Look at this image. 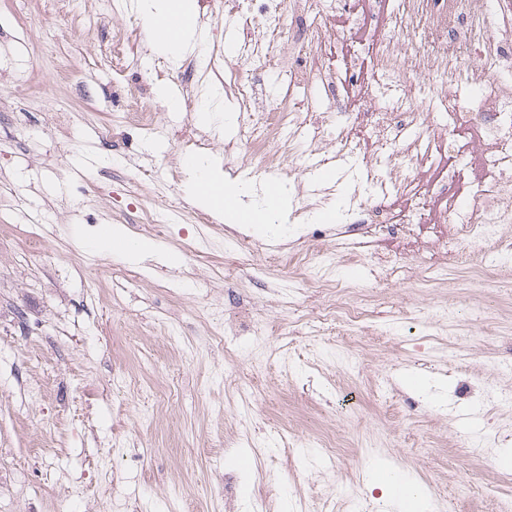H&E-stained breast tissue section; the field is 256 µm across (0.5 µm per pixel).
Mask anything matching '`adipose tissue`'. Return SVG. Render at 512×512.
<instances>
[{"instance_id":"obj_1","label":"adipose tissue","mask_w":512,"mask_h":512,"mask_svg":"<svg viewBox=\"0 0 512 512\" xmlns=\"http://www.w3.org/2000/svg\"><path fill=\"white\" fill-rule=\"evenodd\" d=\"M138 7L147 24L155 25L178 19L181 27L174 39H151L154 54L179 57L183 48L195 44L199 31L197 0H139ZM186 173L187 192L199 208L227 224H252L266 235L283 234L282 219L288 207V189L278 184L255 192L251 182L228 181L220 169L195 158Z\"/></svg>"}]
</instances>
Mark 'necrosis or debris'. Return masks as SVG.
I'll return each instance as SVG.
<instances>
[{
  "mask_svg": "<svg viewBox=\"0 0 512 512\" xmlns=\"http://www.w3.org/2000/svg\"><path fill=\"white\" fill-rule=\"evenodd\" d=\"M252 22H240L241 57L254 76H265L271 62L287 67L291 85L324 93L329 109L325 124L336 137L324 139L310 125L308 113H283L279 106L254 109L243 104L239 127L273 129L287 125L288 155L332 156L357 151L362 136L373 150L364 157L368 188L352 193L340 207L345 215L337 234L353 235L367 227L389 235L420 224H449L448 240L459 253L480 251L487 266L502 269L512 256V5L507 0H432L425 19L398 13L385 42L375 39L368 16L350 17L346 26H360L351 43L327 38L322 26H310L308 16L322 18L325 0H251ZM493 13L496 38L480 47L471 30L473 16ZM389 78L409 84L424 80L428 92L420 104L410 94L384 106V81L357 76L364 60ZM477 73L474 108L462 111L458 93L446 80L448 71ZM366 108L353 111V99ZM467 126L472 137L468 153L479 158L487 173L472 203H462L453 187L455 172L445 169L441 184L424 178L433 153L454 152L451 137Z\"/></svg>",
  "mask_w": 512,
  "mask_h": 512,
  "instance_id": "obj_1",
  "label": "necrosis or debris"
}]
</instances>
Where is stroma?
Listing matches in <instances>:
<instances>
[{
    "mask_svg": "<svg viewBox=\"0 0 512 512\" xmlns=\"http://www.w3.org/2000/svg\"><path fill=\"white\" fill-rule=\"evenodd\" d=\"M198 2L217 63L205 87L237 107L226 34L239 0ZM195 55L153 54L134 4L0 0V512H111L113 496L139 512H383L368 480L381 464L447 512H499L512 406L482 390L512 393V274L466 280L447 224L358 256L326 236L332 212L282 240L227 229L186 195L174 144L185 126L214 134L207 158L231 178L246 173L245 153L224 150L236 121L199 120L186 72ZM132 83L157 130L124 111ZM61 103L72 113L63 127L50 121ZM361 161L311 180L353 188ZM159 211L170 216L160 234L149 223ZM103 224L180 266L102 250ZM301 246L331 257L333 287L287 263ZM343 288L358 322L326 315ZM417 372L445 404L407 387ZM488 434L499 437L493 457L470 458L466 440ZM326 436L339 439L331 461L317 445ZM356 478L357 503L344 493Z\"/></svg>",
    "mask_w": 512,
    "mask_h": 512,
    "instance_id": "stroma-1",
    "label": "stroma"
}]
</instances>
